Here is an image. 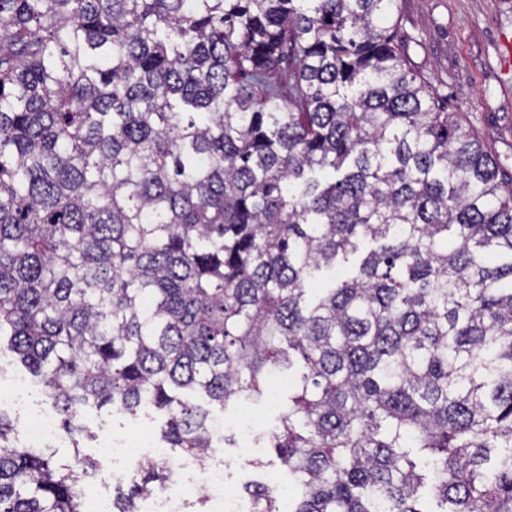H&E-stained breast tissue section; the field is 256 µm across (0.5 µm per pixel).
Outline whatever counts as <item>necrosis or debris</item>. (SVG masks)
I'll use <instances>...</instances> for the list:
<instances>
[{"label": "necrosis or debris", "instance_id": "4bbe7bcc", "mask_svg": "<svg viewBox=\"0 0 512 512\" xmlns=\"http://www.w3.org/2000/svg\"><path fill=\"white\" fill-rule=\"evenodd\" d=\"M101 452L109 464L92 475V512H112L110 488L130 481L145 463L162 460L170 461L175 478L170 486L146 497L142 512H185L187 502L196 495L208 499L212 512H250L248 500L228 486L223 454L211 452L188 461L137 432L111 435Z\"/></svg>", "mask_w": 512, "mask_h": 512}]
</instances>
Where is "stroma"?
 <instances>
[{"label": "stroma", "instance_id": "1", "mask_svg": "<svg viewBox=\"0 0 512 512\" xmlns=\"http://www.w3.org/2000/svg\"><path fill=\"white\" fill-rule=\"evenodd\" d=\"M394 41L407 65L445 112L486 137L512 177V0H398ZM76 420L97 435L84 451L97 455L106 431L159 433L161 412L137 417L111 408H82Z\"/></svg>", "mask_w": 512, "mask_h": 512}]
</instances>
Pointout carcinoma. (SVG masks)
<instances>
[{"mask_svg": "<svg viewBox=\"0 0 512 512\" xmlns=\"http://www.w3.org/2000/svg\"><path fill=\"white\" fill-rule=\"evenodd\" d=\"M397 0H0V512H86L85 406L266 397L289 512H512V182L394 44ZM151 463L116 512L173 481ZM252 512H281L253 481ZM24 445H65L67 439L62 437L61 429L53 415L34 412L27 416L22 427Z\"/></svg>", "mask_w": 512, "mask_h": 512, "instance_id": "1", "label": "carcinoma"}]
</instances>
